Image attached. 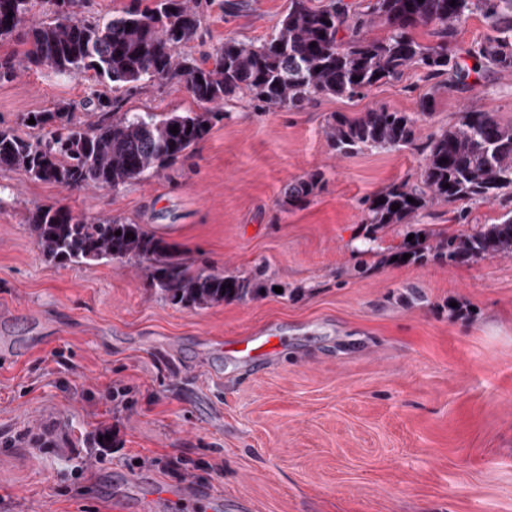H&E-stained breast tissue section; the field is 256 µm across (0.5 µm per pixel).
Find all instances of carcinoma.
<instances>
[{"label":"carcinoma","mask_w":512,"mask_h":512,"mask_svg":"<svg viewBox=\"0 0 512 512\" xmlns=\"http://www.w3.org/2000/svg\"><path fill=\"white\" fill-rule=\"evenodd\" d=\"M456 5H450V2ZM52 16L40 19L38 0H0V40L23 34L24 49L5 64L3 76L48 67L69 77L87 73L113 91L146 83H179L194 100L214 108L248 93L263 111H300L320 96L353 99L408 69L438 80L410 115L376 106L354 116L336 112L325 126L340 156L363 150L417 148L423 155L420 184H392L370 199L363 223L406 224L433 205L492 203L512 190V124L492 109L468 107L458 120L418 143L421 120L432 116L435 94L470 87L495 71L512 70V0H369L359 10L346 0H288V12L262 42L226 39L205 58L182 52L196 38L213 0H145V4L94 21L76 18L74 0H49ZM482 15L486 37L458 45L461 25ZM382 24L386 33L373 38ZM426 28L433 42L418 40ZM97 120L87 127L67 107L30 112L48 136L34 142L0 128V168L21 169L37 181L65 189H112L184 157L209 134L216 111L121 112L119 102L97 97ZM178 127V133L170 129ZM323 173L284 185L281 202L307 201ZM414 202L407 201V198ZM400 208L393 211L392 205ZM44 258L59 264L102 259L145 266L151 285L183 308L233 303L259 296L257 280L197 270L175 244L120 219L89 222L63 205L38 207L26 216ZM121 235H115V232ZM133 237H128V234ZM404 253L459 262L512 253V211L469 234L416 241ZM227 289H222V286Z\"/></svg>","instance_id":"cac0c4a2"}]
</instances>
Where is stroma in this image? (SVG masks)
Returning a JSON list of instances; mask_svg holds the SVG:
<instances>
[{
    "mask_svg": "<svg viewBox=\"0 0 512 512\" xmlns=\"http://www.w3.org/2000/svg\"><path fill=\"white\" fill-rule=\"evenodd\" d=\"M288 0H214L188 53L258 42ZM432 83L410 69L352 100L260 110L243 95L176 164L116 190H66L0 169V512H112L142 482L182 498L141 512H512V255L396 261L409 235L494 223L512 197L436 205L368 229L367 202L416 182L415 149L336 155L330 115L416 112ZM92 77L42 68L0 78V128L43 137L30 112L109 95ZM125 112H196L178 84L117 91ZM466 106L512 124V70L436 97L430 135ZM312 171L308 202L283 185ZM58 204L175 243L193 268L251 276L262 294L205 309L166 302L147 271L47 261L25 217ZM372 234L371 251L360 245ZM112 431L108 448L85 441ZM66 436L57 448L28 431ZM323 174L318 171L307 173L284 185L281 202L283 205H296L307 201L322 183Z\"/></svg>",
    "mask_w": 512,
    "mask_h": 512,
    "instance_id": "35a3bbf8",
    "label": "stroma"
}]
</instances>
